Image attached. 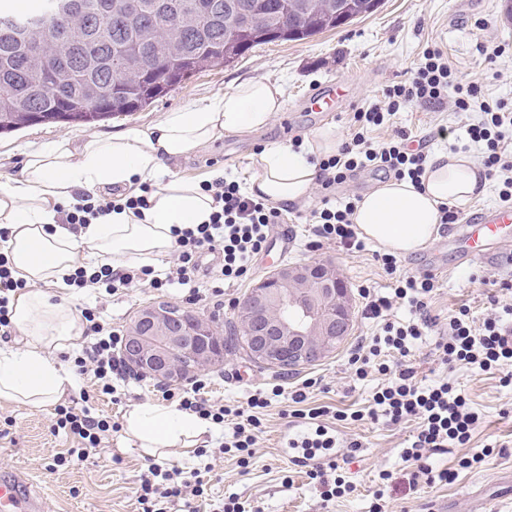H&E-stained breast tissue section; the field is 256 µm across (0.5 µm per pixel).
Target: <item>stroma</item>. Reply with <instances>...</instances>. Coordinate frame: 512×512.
I'll use <instances>...</instances> for the list:
<instances>
[{"mask_svg": "<svg viewBox=\"0 0 512 512\" xmlns=\"http://www.w3.org/2000/svg\"><path fill=\"white\" fill-rule=\"evenodd\" d=\"M512 0H382L378 10L341 27L301 41H278L253 49L229 66H217L182 82L142 110L118 116L92 126L33 125L0 135V179L20 177L27 153L67 140L77 147L89 136H111L133 124H150L167 112L192 106L237 84L263 79L279 85L284 107L267 129L243 135H229L170 164L172 173L195 181L224 173L247 183L254 174L251 158L259 149L276 145H298L310 132L331 125L342 139H350L354 112L379 103L386 86L406 80L407 73L422 51L439 46L448 56L456 82L483 83L495 97L512 100V57L488 63L476 50L477 43L495 47L512 44V20L507 17ZM343 84L344 101L336 112H312L307 99L325 83ZM480 118L476 112H458L452 105L428 107L412 104L401 109L392 126L372 128L374 143L403 129L421 137L427 152L466 148L465 127ZM312 203L296 205L283 212L291 245L285 263L321 261L336 267L354 293L353 328L347 341L316 365L292 374L252 361L242 345L224 349L222 363L200 370L207 382L206 398L227 405H245L255 390L271 389L279 383L291 387L308 377L320 379L319 389L308 397L306 408L325 411L324 423L339 439L337 463L352 490L343 497L323 500L317 481L308 468L295 465L280 453L284 434L294 418L286 401L262 409V431L255 445L249 469L238 464L236 452L216 453L217 431L198 437L191 448L171 449L164 461L183 468L206 469L207 490L197 502L198 512H219L225 497L234 495L258 507L260 512H371L373 492L380 472L392 480L382 503L386 512H512V389L501 386L498 374L448 368L435 351V343L448 328L452 310L469 308L475 320L490 310L491 295L502 302L512 296L498 292L501 283L512 281V268L492 262L468 264L456 257L447 245L449 229L425 250L397 259L399 274L424 271L439 261L436 287L429 301L436 325L415 349L412 362L426 380L449 377L466 394L472 407L483 417L470 442L430 456L433 471L454 473L447 483L419 479L409 488L400 450L416 428L415 422L393 424L385 419L365 417L354 421L336 420L337 412L364 411L372 403L377 380H355L347 365L351 350L361 340L371 338L377 326L364 319L360 288L388 287L390 278L374 253L378 246L367 243L365 250L350 252L333 244L309 248ZM183 293L170 288L156 290L145 284L119 291L102 299L88 298L113 328L125 329L134 312L153 300L181 303ZM160 384L148 376L125 385L119 396L103 395L92 402V415L110 417L117 432L105 439L99 454L84 462L56 465L73 442L51 431L52 414L22 406L0 404V469H12L29 479L43 497L47 512H142L137 488L149 463L136 442H124L119 427L130 407L137 403H163ZM359 441L350 451L349 441ZM501 445L505 451L485 459L481 465L464 468L460 462L478 449Z\"/></svg>", "mask_w": 512, "mask_h": 512, "instance_id": "35a3bbf8", "label": "stroma"}]
</instances>
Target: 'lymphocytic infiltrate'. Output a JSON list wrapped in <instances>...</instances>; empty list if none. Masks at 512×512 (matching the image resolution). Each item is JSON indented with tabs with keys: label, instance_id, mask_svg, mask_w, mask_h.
I'll return each instance as SVG.
<instances>
[{
	"label": "lymphocytic infiltrate",
	"instance_id": "lymphocytic-infiltrate-1",
	"mask_svg": "<svg viewBox=\"0 0 512 512\" xmlns=\"http://www.w3.org/2000/svg\"><path fill=\"white\" fill-rule=\"evenodd\" d=\"M447 101L455 111L480 112V119L467 126L466 134L471 142L481 144L480 162L486 178L498 182L500 199L512 201V103L490 96L481 84L455 83L443 52L429 47L423 51L411 80L386 87L381 103L356 112L355 134L340 145L336 154L319 159L320 205L313 212L314 247L333 243L346 250H359L364 246L351 220L355 201L336 198V187L346 181L349 172L381 170L415 183L424 172L428 156L409 147L410 136L406 131H396L390 140L376 147L367 138L368 130L389 123L406 105ZM201 189L213 199L210 221L177 231L171 258L164 269L144 265L116 271L104 264L89 271L80 267L70 277V286L80 290L102 288L112 295L141 280L155 288L180 285L187 289L186 303L195 305L223 296L224 284L247 279L254 258L267 246L272 226L281 223V211L265 200L248 196L237 181L223 176L204 181ZM216 250L224 255L223 265L213 271L203 269L202 253ZM434 288L433 276L423 275L396 278L387 293L364 289L365 317L376 323L379 332L370 341L359 343L348 358L357 379H366L372 373L391 377L373 395L374 412L393 423L417 419V430L401 451L403 462L411 464L420 462L426 451L467 444L481 420L466 395L453 383L442 379L428 384L419 379L413 366L406 364L395 371L387 362L388 357L395 355L408 357L432 325L428 303ZM400 301L407 303L412 313L405 322L389 316L394 303ZM80 316L84 333L91 336L92 343L76 357L77 370L99 380L102 393H114L117 383L129 377L123 360L115 356L122 338L93 309H81ZM508 316H512L511 306L487 314L479 323L469 309L455 310L448 318L446 338L436 343L442 363L502 372V385L512 387V328L504 324ZM316 385L313 378L303 380L291 391L275 385L269 393L250 395L242 408L210 403L202 395L204 381L195 379L180 390L178 398L182 409L216 425H229L221 447L235 450L240 467L246 469L261 431L258 410L269 407L272 398L284 395L295 405L294 417L317 419L321 410L300 408ZM51 428L72 437L76 446L69 449L68 455L84 461L97 453L113 425L107 419L91 416L89 409L60 404L55 408ZM205 488L201 470L184 471L153 463L141 480L138 499L143 512H169L170 506L178 503L184 512H194L193 501L204 495Z\"/></svg>",
	"mask_w": 512,
	"mask_h": 512
}]
</instances>
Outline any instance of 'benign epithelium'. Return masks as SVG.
Masks as SVG:
<instances>
[{
	"mask_svg": "<svg viewBox=\"0 0 512 512\" xmlns=\"http://www.w3.org/2000/svg\"><path fill=\"white\" fill-rule=\"evenodd\" d=\"M352 327L349 289L327 263L286 265L262 278L240 306L241 344L263 365L292 370L335 351ZM221 336L198 315L169 302L139 308L126 329L121 354L136 371L163 384L179 383L223 362Z\"/></svg>",
	"mask_w": 512,
	"mask_h": 512,
	"instance_id": "obj_1",
	"label": "benign epithelium"
}]
</instances>
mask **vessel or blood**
<instances>
[{
	"instance_id": "1",
	"label": "vessel or blood",
	"mask_w": 512,
	"mask_h": 512,
	"mask_svg": "<svg viewBox=\"0 0 512 512\" xmlns=\"http://www.w3.org/2000/svg\"><path fill=\"white\" fill-rule=\"evenodd\" d=\"M512 237V204L491 206L453 234L449 245L462 258L486 259L496 243ZM0 512H42V499L17 472H0Z\"/></svg>"
}]
</instances>
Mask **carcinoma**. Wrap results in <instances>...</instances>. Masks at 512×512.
I'll list each match as a JSON object with an SVG mask.
<instances>
[{"label": "carcinoma", "mask_w": 512, "mask_h": 512, "mask_svg": "<svg viewBox=\"0 0 512 512\" xmlns=\"http://www.w3.org/2000/svg\"><path fill=\"white\" fill-rule=\"evenodd\" d=\"M0 0V133L37 124L90 125L136 112L195 73L255 47L301 40L370 14L367 0Z\"/></svg>", "instance_id": "obj_1"}]
</instances>
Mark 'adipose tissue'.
<instances>
[{
	"mask_svg": "<svg viewBox=\"0 0 512 512\" xmlns=\"http://www.w3.org/2000/svg\"><path fill=\"white\" fill-rule=\"evenodd\" d=\"M284 106L280 86L252 80L197 105L165 113L151 125H132L109 137L91 136L79 148L57 143L29 154L20 178L0 186V227L9 238L0 247L15 277L26 281L10 302L18 345H0V401L45 409L75 384L59 354L79 349L83 331L70 304L67 280L79 262L113 269L148 265L168 255L174 230L208 223L211 196L177 177L166 164L227 135L267 128ZM335 127L313 132L299 147L279 145L251 160L250 195L279 205L309 199L317 185L315 158L334 154ZM156 187L150 206L125 208L144 183ZM421 187L394 179L357 202L352 221L359 236L402 256L430 246L440 233L439 208L479 199L486 182L467 153L432 156ZM114 195L116 210L80 226L61 223L60 206L76 192ZM210 421L174 405H132L124 433L137 439L144 455L161 458L186 438L211 429Z\"/></svg>",
	"mask_w": 512,
	"mask_h": 512,
	"instance_id": "ef3b65f1",
	"label": "adipose tissue"
}]
</instances>
